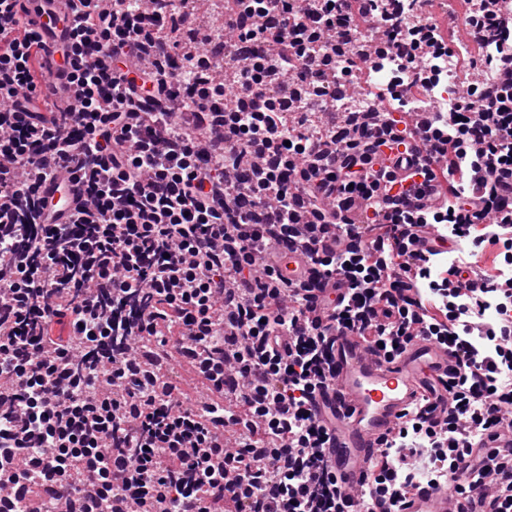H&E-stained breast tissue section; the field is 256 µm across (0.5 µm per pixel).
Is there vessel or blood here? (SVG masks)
<instances>
[{"label":"vessel or blood","instance_id":"b4317fda","mask_svg":"<svg viewBox=\"0 0 512 512\" xmlns=\"http://www.w3.org/2000/svg\"><path fill=\"white\" fill-rule=\"evenodd\" d=\"M277 272L293 282L312 276L295 251L284 254ZM453 367L447 349L427 340H414L398 359L388 361L360 337L336 334L330 385L315 403L332 430L331 463L347 487H357L376 455L379 439L396 428L413 404L424 399L437 409L447 408L448 394L441 378ZM455 510V498L448 489L426 484L409 508V512Z\"/></svg>","mask_w":512,"mask_h":512}]
</instances>
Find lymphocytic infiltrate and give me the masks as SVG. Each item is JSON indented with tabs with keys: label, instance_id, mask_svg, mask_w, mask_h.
<instances>
[{
	"label": "lymphocytic infiltrate",
	"instance_id": "lymphocytic-infiltrate-1",
	"mask_svg": "<svg viewBox=\"0 0 512 512\" xmlns=\"http://www.w3.org/2000/svg\"><path fill=\"white\" fill-rule=\"evenodd\" d=\"M431 6L223 0L231 43L209 64L207 37L169 39L187 21L172 0H45L67 15L54 80L21 0H0V512L38 492L51 512H404L423 456L472 512H512V319L470 341L500 278L464 254L459 288L437 301L428 282L460 239L512 243V0L466 18L474 44L496 40L495 78L447 128L407 112L317 126L276 90L353 80L336 53L367 60L366 23L411 57ZM423 139L451 154L446 181L386 165L385 147ZM71 180L83 201L55 220L42 188ZM426 224L438 237L415 250ZM294 241L314 273L297 286L276 271ZM339 331L456 361L447 417L413 409L356 492L313 410ZM170 344L210 398L141 360Z\"/></svg>",
	"mask_w": 512,
	"mask_h": 512
}]
</instances>
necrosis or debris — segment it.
<instances>
[{"mask_svg":"<svg viewBox=\"0 0 512 512\" xmlns=\"http://www.w3.org/2000/svg\"><path fill=\"white\" fill-rule=\"evenodd\" d=\"M477 0H441L434 46L416 50L414 63L380 51L371 55L362 74L359 90L338 82L332 95L297 94L296 105L308 108L325 105L342 113L378 112L389 108L394 95H403L411 112L427 111L437 124L448 122L461 92L459 76L474 57L491 59L494 42L473 47L458 28L447 25L448 14L465 18L473 14Z\"/></svg>","mask_w":512,"mask_h":512,"instance_id":"4bbe7bcc","label":"necrosis or debris"}]
</instances>
